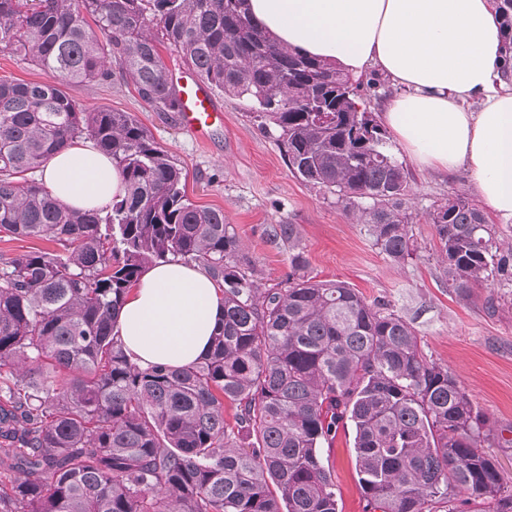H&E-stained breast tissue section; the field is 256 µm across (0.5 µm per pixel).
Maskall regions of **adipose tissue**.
Returning a JSON list of instances; mask_svg holds the SVG:
<instances>
[{"instance_id":"ef3b65f1","label":"adipose tissue","mask_w":512,"mask_h":512,"mask_svg":"<svg viewBox=\"0 0 512 512\" xmlns=\"http://www.w3.org/2000/svg\"><path fill=\"white\" fill-rule=\"evenodd\" d=\"M279 43L353 78L383 74L394 87L382 118L409 160L470 184L512 221V89L498 68L505 38L493 0H249ZM45 188L64 207L101 209L123 193L117 167L91 145L53 155ZM224 296L199 268L172 260L143 273L115 331L140 367H187L207 351Z\"/></svg>"}]
</instances>
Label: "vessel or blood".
Listing matches in <instances>:
<instances>
[{
    "label": "vessel or blood",
    "instance_id": "obj_1",
    "mask_svg": "<svg viewBox=\"0 0 512 512\" xmlns=\"http://www.w3.org/2000/svg\"><path fill=\"white\" fill-rule=\"evenodd\" d=\"M171 83L179 102L180 130L197 140H206L209 128L223 117L209 87L188 70L172 72Z\"/></svg>",
    "mask_w": 512,
    "mask_h": 512
}]
</instances>
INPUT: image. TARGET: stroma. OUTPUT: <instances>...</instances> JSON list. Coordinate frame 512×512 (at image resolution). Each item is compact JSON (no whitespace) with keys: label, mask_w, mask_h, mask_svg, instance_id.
Returning <instances> with one entry per match:
<instances>
[{"label":"stroma","mask_w":512,"mask_h":512,"mask_svg":"<svg viewBox=\"0 0 512 512\" xmlns=\"http://www.w3.org/2000/svg\"><path fill=\"white\" fill-rule=\"evenodd\" d=\"M66 91L86 110L132 113L185 167L191 199L223 210L266 285L284 280L290 266L287 246L270 243L265 230L296 225L310 276L345 282L401 316L427 359L448 368L491 422L512 427V281L476 285L465 295L449 288L435 228L426 220L432 205L448 195L472 196L466 170L447 175L408 166L414 250L397 262L374 246L366 225L355 219L356 206L292 175L274 137L248 121L246 101L216 94L224 126L201 144L180 132L176 113L153 111L132 85L93 82ZM352 439L338 433L330 453L339 509L368 512Z\"/></svg>","instance_id":"1"}]
</instances>
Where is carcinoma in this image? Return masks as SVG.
Instances as JSON below:
<instances>
[{
    "label": "carcinoma",
    "instance_id": "cac0c4a2",
    "mask_svg": "<svg viewBox=\"0 0 512 512\" xmlns=\"http://www.w3.org/2000/svg\"><path fill=\"white\" fill-rule=\"evenodd\" d=\"M496 9L509 82L512 0ZM164 44L250 103L295 177L365 203L357 219L381 252L411 254L408 173L361 81L276 42L247 0H0V48L54 77L0 80V233L55 245L0 258V368L17 373L0 387V469L19 470L0 512H338L323 449L348 424L371 512H512L482 450L501 433L409 323L313 280L294 224L266 229L291 268L266 287L224 211L189 198L183 168L131 113L88 112L64 90L122 80L176 112ZM80 138L125 183L101 210L66 209L33 177ZM427 219L456 291L512 278L495 225L465 195ZM172 259L210 275L224 319L199 362L143 369L114 327L143 271Z\"/></svg>",
    "mask_w": 512,
    "mask_h": 512
}]
</instances>
